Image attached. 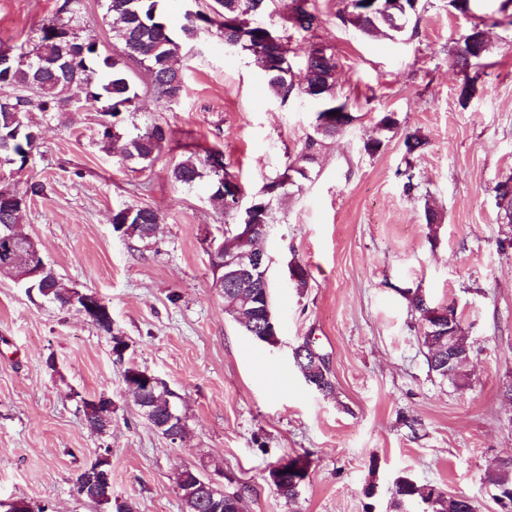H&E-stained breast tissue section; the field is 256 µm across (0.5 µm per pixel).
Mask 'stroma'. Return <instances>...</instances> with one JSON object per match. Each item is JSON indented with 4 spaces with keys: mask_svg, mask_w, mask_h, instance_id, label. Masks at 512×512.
<instances>
[{
    "mask_svg": "<svg viewBox=\"0 0 512 512\" xmlns=\"http://www.w3.org/2000/svg\"><path fill=\"white\" fill-rule=\"evenodd\" d=\"M61 2L0 0V42L32 49ZM315 3L323 23L292 34L289 57L299 70L314 45L330 49L336 95L354 121L273 204L264 248L277 344L256 342L226 312L210 266L224 218L204 186L178 185L171 170L196 143L222 151L246 192H257L312 135L313 101L274 98L255 59L226 53L212 30L185 47L176 102L153 94L143 66L126 64L138 100L121 115L124 130L159 124L170 133L145 169L103 150L100 113L71 104L31 112L38 146L23 170L0 168V185L45 184L22 229L60 278L105 300L112 330L0 276V500L100 512L75 480L104 451L113 504L136 512H183L175 478L186 467L244 490V512H431L420 502L396 507L402 475L500 512L486 473L512 456V225L493 188L512 177V26L490 27L484 66L460 69L448 49L474 16H500L503 0H481L471 17L448 0H418L392 39L344 25L342 0ZM81 28L114 54L105 0H83ZM466 85L474 92L463 106ZM384 112L396 128L378 129ZM409 131L426 143L408 158ZM370 138L383 142L377 154L364 150ZM408 166L410 194L399 175ZM125 204L159 213L150 242L114 232L112 214ZM428 205L437 224L425 220ZM292 261L306 268V287L290 282ZM410 289L455 305L473 349L465 388L429 368ZM115 335L128 345L121 364ZM306 338L328 360L332 395L309 388L293 365ZM128 363L175 393L183 439L162 435L134 404L122 380ZM101 393L112 398V426L99 434L79 399ZM305 453L310 471L291 501L269 470Z\"/></svg>",
    "mask_w": 512,
    "mask_h": 512,
    "instance_id": "35a3bbf8",
    "label": "stroma"
}]
</instances>
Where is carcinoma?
<instances>
[{
  "instance_id": "obj_1",
  "label": "carcinoma",
  "mask_w": 512,
  "mask_h": 512,
  "mask_svg": "<svg viewBox=\"0 0 512 512\" xmlns=\"http://www.w3.org/2000/svg\"><path fill=\"white\" fill-rule=\"evenodd\" d=\"M212 12H187L184 23L174 28L166 15L163 0H106V16L112 21V37L119 44V58L102 56L96 41L80 34L81 0H63L55 19L43 25L37 33L33 49L3 46L0 44V90L11 91L0 101V168L13 166L21 171L27 165L36 147L38 130L30 124L28 112L36 108L41 112H55L64 104L76 103L93 107L113 118L135 109L137 93L134 91L120 60H133L145 65L152 77L158 97L166 102L178 101L185 91V80L178 58L183 46L200 31L216 28L223 42L238 43L237 52L255 57L261 64L272 95L284 100L296 92L320 104L314 123V134L309 136L301 151L289 161L286 171L266 182L253 194L250 209L239 211L224 204V179L230 177L224 154L213 149L194 147L190 154L174 165L171 178L174 182L193 187L208 178L210 200L224 213V234L219 241L229 246L235 239V225L249 221L251 224L270 223L271 206L280 190L289 183L292 175L302 178L306 165L314 160L316 150L323 140L344 133L354 116L348 105L336 98L335 54L325 48H315L307 58L303 71L297 73L288 56L283 37L267 39L269 26L261 20L268 9V0H215ZM416 11L413 0H378L370 9L362 0H347L341 12L343 22L350 24L363 36L384 35L390 38L406 28ZM292 27L310 32L319 26L321 18L314 0H292V14L287 17ZM485 25L474 24L463 42L454 49L455 63L469 68L490 53V48L472 40L474 30ZM42 62L34 67L22 62L23 57ZM341 106L343 112L326 118ZM100 142L108 147L122 142L121 156L125 162L150 165L162 152L169 140V132L161 125H153L143 132L126 136L117 122H103L99 130ZM46 186L32 181L20 193V199L10 202L0 200V227L18 224L22 220L28 200L44 193ZM499 208L504 219L512 224V186L503 181L494 187ZM126 225L124 234L129 239L150 240L147 225L155 224L159 214L141 205L119 208L112 221ZM38 249L30 238L9 236L0 232V275L14 276L26 252ZM27 289L63 306L74 286L59 278L53 269L44 266L42 275L30 280ZM224 303L235 306V313L248 314L250 308L264 303L263 290L259 288H226ZM409 305L420 318L429 322L425 326L421 344L427 349L429 368L455 387H464L468 380L465 365H446L436 359L437 344L448 346L444 334L463 336L461 319L455 306H432L426 297L415 291L409 294ZM304 366L298 368L304 379L317 380L323 394L334 392V383L325 356L306 352ZM136 405L147 408L145 418L153 426L175 405L173 393L166 385L156 386L143 398H134ZM487 480L498 492L501 512H512V458L502 460L487 474ZM274 486L284 497L293 500L298 496L300 482L290 473L281 474ZM397 503L417 497L431 504L432 512H475V505L463 495H448L435 486H420L407 477L397 478L394 486Z\"/></svg>"
}]
</instances>
